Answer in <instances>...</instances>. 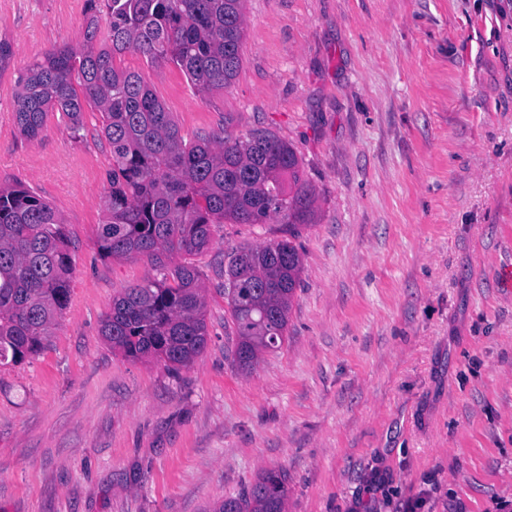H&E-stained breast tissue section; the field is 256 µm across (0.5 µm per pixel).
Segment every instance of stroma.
Here are the masks:
<instances>
[{"label": "stroma", "instance_id": "1", "mask_svg": "<svg viewBox=\"0 0 512 512\" xmlns=\"http://www.w3.org/2000/svg\"><path fill=\"white\" fill-rule=\"evenodd\" d=\"M86 0H0V186L64 223L70 300L43 351L0 365V512H212L265 470L287 512H512V0H247L230 87L198 94L125 55L182 135L266 130L316 193L288 339L250 371L224 298L229 256L288 235L217 224L192 255L208 344L133 361L101 321L152 258L97 248L110 145L86 108L21 137L16 79L77 43Z\"/></svg>", "mask_w": 512, "mask_h": 512}]
</instances>
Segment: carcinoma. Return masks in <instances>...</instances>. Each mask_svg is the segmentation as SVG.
Returning a JSON list of instances; mask_svg holds the SVG:
<instances>
[{
  "label": "carcinoma",
  "mask_w": 512,
  "mask_h": 512,
  "mask_svg": "<svg viewBox=\"0 0 512 512\" xmlns=\"http://www.w3.org/2000/svg\"><path fill=\"white\" fill-rule=\"evenodd\" d=\"M245 0H86L77 45L55 47L17 78L20 134L38 138L50 112L80 137L84 106L96 108L111 147L104 220L97 245L106 258L195 254L211 227L278 218L288 237L229 257L224 298L235 328V362L252 369L288 336L302 268L291 241L315 218L316 194L301 159L272 133L241 140L217 133L186 139L148 82L115 59L133 52L182 71L200 92L230 86L241 65ZM72 274L69 240L55 209L21 184L0 186V364H18L45 345L66 309ZM206 294L183 263L112 300L101 334L124 357L177 369L208 343ZM281 475L263 472L213 512H286Z\"/></svg>",
  "instance_id": "carcinoma-1"
}]
</instances>
